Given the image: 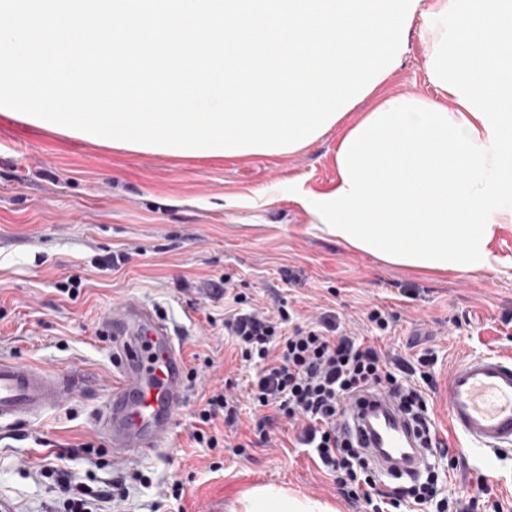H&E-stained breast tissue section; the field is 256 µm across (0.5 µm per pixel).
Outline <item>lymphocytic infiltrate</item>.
Instances as JSON below:
<instances>
[{
    "label": "lymphocytic infiltrate",
    "mask_w": 512,
    "mask_h": 512,
    "mask_svg": "<svg viewBox=\"0 0 512 512\" xmlns=\"http://www.w3.org/2000/svg\"><path fill=\"white\" fill-rule=\"evenodd\" d=\"M213 295L230 300L224 330L235 339L242 357L255 366L245 390L257 412L251 432L260 443L277 447L276 424L287 423L294 442L311 449L313 461L333 478L340 496L360 504L363 512H400L404 507L411 512H476L477 499L441 497L433 468L405 482L383 481L373 464L340 432L347 402L382 389L415 424L425 446L446 457L451 468L465 465L462 457L451 454L445 442L432 434L434 410L424 394L435 386L429 371L431 350L410 360L377 342L378 336L390 332L394 314L377 305L368 307L361 333L342 326L328 311L300 325L293 323L285 304L270 309L249 305L229 274L214 282ZM232 387L228 379L203 394L196 413L199 426L192 434L197 444L230 446V438H219L212 426L220 419L225 427H236ZM41 474L52 479L55 493L46 512H112L115 498L142 479L134 469L120 471L101 486L76 481L69 472L50 465L43 466Z\"/></svg>",
    "instance_id": "obj_1"
}]
</instances>
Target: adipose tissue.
Segmentation results:
<instances>
[{"instance_id": "obj_1", "label": "adipose tissue", "mask_w": 512, "mask_h": 512, "mask_svg": "<svg viewBox=\"0 0 512 512\" xmlns=\"http://www.w3.org/2000/svg\"><path fill=\"white\" fill-rule=\"evenodd\" d=\"M438 104L374 87V107L336 149L330 191L301 193L317 231L382 261L470 273L501 259L512 224V0H419ZM242 512H333L259 485Z\"/></svg>"}]
</instances>
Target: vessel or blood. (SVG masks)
<instances>
[{
    "mask_svg": "<svg viewBox=\"0 0 512 512\" xmlns=\"http://www.w3.org/2000/svg\"><path fill=\"white\" fill-rule=\"evenodd\" d=\"M116 383L97 414V429L117 458L163 447L184 402L186 364L175 331L154 309L114 306L103 322ZM78 378L0 358V423H21L75 395ZM441 395L448 427L468 451L492 459L512 449V358L472 355L451 369ZM342 429L385 474L412 476L426 463L409 420L381 392L350 402Z\"/></svg>",
    "mask_w": 512,
    "mask_h": 512,
    "instance_id": "b4317fda",
    "label": "vessel or blood"
}]
</instances>
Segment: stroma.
Here are the masks:
<instances>
[{"label": "stroma", "mask_w": 512, "mask_h": 512, "mask_svg": "<svg viewBox=\"0 0 512 512\" xmlns=\"http://www.w3.org/2000/svg\"><path fill=\"white\" fill-rule=\"evenodd\" d=\"M426 23L415 19L386 88L439 103L443 96L426 73ZM371 104L368 98L357 103L341 125L297 152L247 158L116 150L0 112V357L84 382L42 418L0 427V497L9 498L15 512H42L50 501L39 465L54 463L86 483L113 477L116 459L96 418L114 374L101 325L120 303H140L168 318L198 378L166 446L125 459L146 481L115 502L114 512H149L162 486L176 481L185 490V512H231L244 491L263 484L329 503L337 512H359L308 449L212 450L192 439L208 380L241 384L254 372L224 332L223 300L209 296L221 275H233L259 306L287 301L300 322L319 307L348 326L367 306H383L397 316L385 346L399 350L413 334H428L440 383L467 355H512V268L456 274L391 265L323 236L296 201L294 188L320 194L333 187L338 141ZM233 197L259 204L227 206ZM131 246L140 253L120 269L98 266V258ZM288 270L296 282L285 281ZM184 280L191 292H180ZM67 283L80 284L77 300L62 294ZM208 358L213 367L205 366ZM85 442L94 443L96 453H84ZM467 461L468 469L453 471L447 459H434L443 496L478 498L480 512H512V450L490 469L476 456ZM488 471L494 483L478 489L472 474Z\"/></svg>", "instance_id": "stroma-1"}]
</instances>
